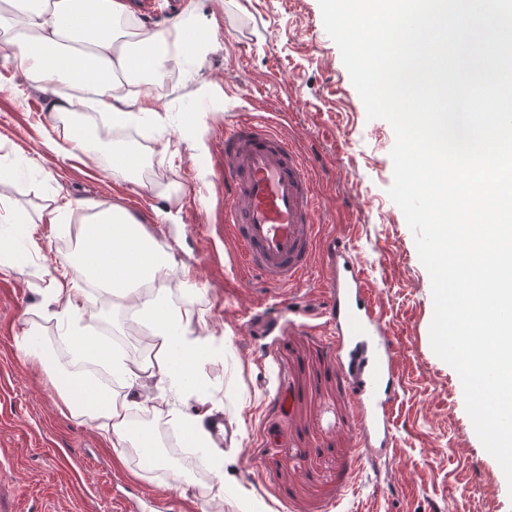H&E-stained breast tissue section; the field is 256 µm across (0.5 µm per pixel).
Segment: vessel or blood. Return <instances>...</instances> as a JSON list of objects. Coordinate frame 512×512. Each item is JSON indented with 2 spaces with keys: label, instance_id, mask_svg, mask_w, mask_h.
Returning <instances> with one entry per match:
<instances>
[{
  "label": "vessel or blood",
  "instance_id": "1",
  "mask_svg": "<svg viewBox=\"0 0 512 512\" xmlns=\"http://www.w3.org/2000/svg\"><path fill=\"white\" fill-rule=\"evenodd\" d=\"M224 224L236 249L233 270L258 274L272 289L258 333H285L316 317L332 339L336 376L357 411V464H378L393 446L398 352L349 245L326 238L303 154L267 119L244 116L224 130ZM325 267V301L303 305L299 290L314 264Z\"/></svg>",
  "mask_w": 512,
  "mask_h": 512
}]
</instances>
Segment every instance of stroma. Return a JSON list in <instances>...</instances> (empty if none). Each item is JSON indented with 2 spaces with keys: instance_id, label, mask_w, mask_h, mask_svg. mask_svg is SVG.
<instances>
[{
  "instance_id": "35a3bbf8",
  "label": "stroma",
  "mask_w": 512,
  "mask_h": 512,
  "mask_svg": "<svg viewBox=\"0 0 512 512\" xmlns=\"http://www.w3.org/2000/svg\"><path fill=\"white\" fill-rule=\"evenodd\" d=\"M195 27L211 51L154 86L155 127L120 132L148 156L142 181L45 148L47 129L60 137L63 128L43 111V94L0 65V168L11 175L5 194L30 218L23 233L64 261L76 244L43 219L57 194L148 215L159 204L148 182L179 186L173 220L147 228L196 270L199 333L215 339L199 375L203 405L224 418L225 468L265 512H512V489L474 430L460 377L431 347L430 275L387 193L394 131L367 119L318 0H197ZM244 114L279 118L301 147L326 230L349 243L397 339L394 447L376 469L352 462L356 410L329 339L304 329L279 339L254 333L248 315L266 285L225 268L234 241L224 230V128ZM158 136L170 142L166 153L151 150ZM33 267L0 274V448L16 451L12 512H120L108 494L116 479L166 492L183 512H219L200 483L173 487L166 471L59 411L45 375L15 344L39 300ZM94 327L127 358L145 354L125 314L103 307Z\"/></svg>"
}]
</instances>
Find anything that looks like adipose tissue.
Returning <instances> with one entry per match:
<instances>
[{"label": "adipose tissue", "instance_id": "1", "mask_svg": "<svg viewBox=\"0 0 512 512\" xmlns=\"http://www.w3.org/2000/svg\"><path fill=\"white\" fill-rule=\"evenodd\" d=\"M195 10L188 0L181 16L149 27L127 0H0V63L43 92L46 110L54 117L69 118L86 108L106 116L95 135L75 127L66 144L46 137L48 148L89 158L94 145L102 144L108 148L106 165L113 174H135L142 156L113 145L112 135L127 120L152 123L157 111L150 85L182 70L189 50L207 51V42L196 38L192 26ZM82 207V202L61 196L47 214L51 224L75 212L80 215L79 248L68 262L43 254L32 238L0 244V273L32 256L40 260L41 302L16 346L48 369L58 406L69 418L94 424L113 447L150 456L151 468L166 469L173 484H182L186 472L161 455L156 433L136 426L132 411L138 390L151 388V409L180 426L199 462L209 468L220 457L204 415L183 409L175 400L179 394H194V377L213 346L212 337L195 330L201 316L192 302L173 298L165 286L174 276L187 293L198 294L193 270L178 263L171 247L147 231L146 217L119 204L90 215ZM103 296L113 308L134 311L147 324L149 348L140 359L127 360L87 335L83 324L94 316ZM49 321L59 337L76 339L81 350L111 362L121 391L103 387L85 371L52 372L55 355L36 341Z\"/></svg>", "mask_w": 512, "mask_h": 512}]
</instances>
